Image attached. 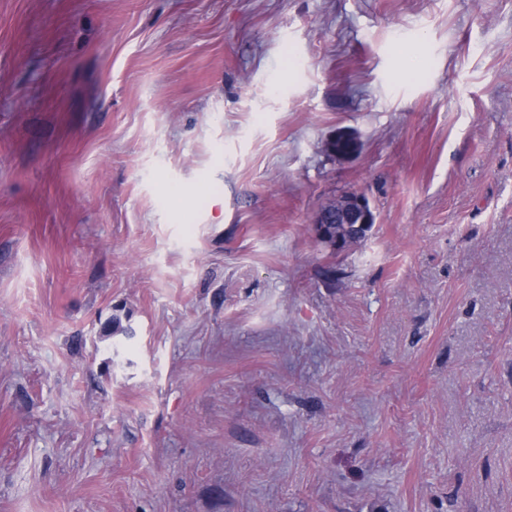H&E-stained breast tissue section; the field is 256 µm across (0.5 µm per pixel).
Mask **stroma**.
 <instances>
[{
	"label": "stroma",
	"instance_id": "stroma-1",
	"mask_svg": "<svg viewBox=\"0 0 512 512\" xmlns=\"http://www.w3.org/2000/svg\"><path fill=\"white\" fill-rule=\"evenodd\" d=\"M0 512H512V0H0ZM376 222V213L368 199L361 193L351 192L336 199V209L330 212L321 210L317 213L316 233L321 243L336 250L337 242H349L353 245L361 243L368 236L372 225ZM337 224V226H336ZM342 224H350L347 228ZM368 225L362 230L354 229ZM340 233V234H338Z\"/></svg>",
	"mask_w": 512,
	"mask_h": 512
}]
</instances>
